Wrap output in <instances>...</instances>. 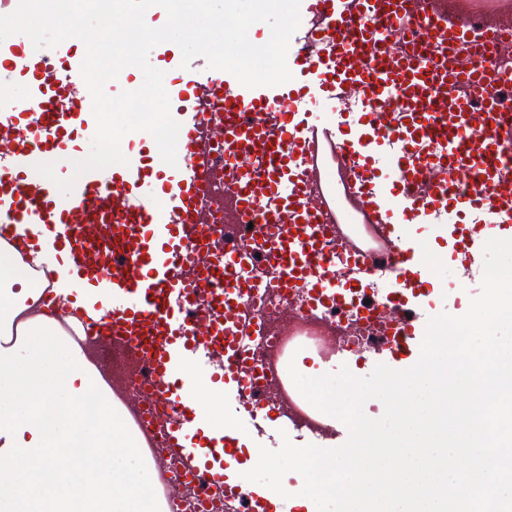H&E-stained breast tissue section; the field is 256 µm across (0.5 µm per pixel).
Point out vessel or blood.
<instances>
[{"mask_svg":"<svg viewBox=\"0 0 512 512\" xmlns=\"http://www.w3.org/2000/svg\"><path fill=\"white\" fill-rule=\"evenodd\" d=\"M290 82L247 88L205 58L156 62L179 122L177 163L132 133L127 165L62 194L36 164L94 136L83 41L0 42V239L48 246L87 312L85 335L143 365L146 416L161 415L181 475L225 512H288L243 474L270 430L335 449L347 427L305 419L271 376L268 322L316 323L321 358L348 370L418 360L453 265L469 293L491 238H512V0H301ZM20 79L14 92L9 82ZM442 256L427 262L431 243ZM268 303L267 323L249 316ZM224 390L208 426L191 374Z\"/></svg>","mask_w":512,"mask_h":512,"instance_id":"1","label":"vessel or blood"}]
</instances>
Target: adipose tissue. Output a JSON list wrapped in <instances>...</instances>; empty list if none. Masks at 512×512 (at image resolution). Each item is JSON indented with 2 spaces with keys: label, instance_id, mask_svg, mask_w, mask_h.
<instances>
[{
  "label": "adipose tissue",
  "instance_id": "adipose-tissue-1",
  "mask_svg": "<svg viewBox=\"0 0 512 512\" xmlns=\"http://www.w3.org/2000/svg\"><path fill=\"white\" fill-rule=\"evenodd\" d=\"M55 271L46 250L0 246V512H162L119 411H82L109 386L43 299Z\"/></svg>",
  "mask_w": 512,
  "mask_h": 512
}]
</instances>
